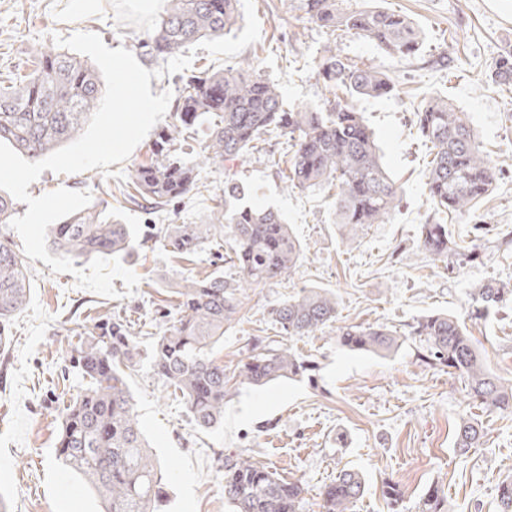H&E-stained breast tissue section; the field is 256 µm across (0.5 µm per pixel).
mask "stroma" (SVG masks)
Masks as SVG:
<instances>
[{
	"mask_svg": "<svg viewBox=\"0 0 512 512\" xmlns=\"http://www.w3.org/2000/svg\"><path fill=\"white\" fill-rule=\"evenodd\" d=\"M410 17L420 31L416 56L403 59L375 43L310 22L301 0H254L259 40L237 56L220 59L197 50L191 72L205 66H242L277 84L286 105L322 109L328 92L316 64L328 48L342 59L377 67L394 90L381 98L355 100L374 132L391 177L402 186L400 201L382 224L349 232L334 221L336 188L299 191L281 172L286 138H260L252 154L198 173L199 191L151 210L129 202L125 174L149 161L159 134L172 123L165 115L133 150L114 164L75 174L44 171L28 191L40 196L59 188L110 198L112 213L138 228L142 243L122 256L140 282L132 296L114 279L116 297L78 288L68 273L28 264L29 301L6 330L0 347V497L8 512H100L99 500L56 455L59 421L51 399L77 394L78 372L62 375L77 325L86 317L113 314L131 323L137 337V367L129 379L135 409L156 458L173 479L163 512H231L224 500L222 465L242 454L305 487L303 512H323L322 492L343 468L363 474L364 497L355 512H388L384 482H398L405 512H416L426 489L441 486L453 512H500L498 485L512 479V413L491 412L473 401L458 373L426 364L423 344L406 341L382 357L351 351L336 341V328L286 337L271 310L305 288H325L337 300L338 325H384L407 332L422 316L448 312L465 320L489 369L512 380V311L472 321L470 291L488 279L512 282V89L489 78L492 64L512 52V0H357ZM156 15L141 16L123 0H97L79 16L68 0H0V81L26 71L34 56L56 48L57 38L98 34L112 49L123 47L149 70L164 66L154 56L149 33ZM443 95L468 112L484 150L503 173L489 196L465 216L447 218L448 232L472 248V261L445 267L420 246L421 224L434 219L426 202L430 145L414 125V113ZM243 182L252 201L278 210L291 224L304 257L289 273L242 289L236 321L214 347V358L233 369L246 361L255 337H266L314 360L313 379L284 380L264 388L238 387L224 403L223 423L196 429L179 396L150 368L155 336L169 321L174 292L187 278L215 270L231 238L207 244L189 256L169 252L151 239L153 225L206 224L224 204V178ZM482 422L483 445L456 451L452 432L459 417Z\"/></svg>",
	"mask_w": 512,
	"mask_h": 512,
	"instance_id": "35a3bbf8",
	"label": "stroma"
}]
</instances>
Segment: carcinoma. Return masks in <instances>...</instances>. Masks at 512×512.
Returning <instances> with one entry per match:
<instances>
[{
    "mask_svg": "<svg viewBox=\"0 0 512 512\" xmlns=\"http://www.w3.org/2000/svg\"><path fill=\"white\" fill-rule=\"evenodd\" d=\"M153 29L152 50L169 57L186 44L224 35L240 20L238 0H167ZM311 22L331 31L361 36L400 58L416 55L421 35L408 18L386 10L352 7L350 0H302ZM319 74L333 99L324 110L285 109L277 86L243 67L204 70L181 86L167 134L160 139L163 158L133 167L128 187L151 205L167 206L197 188V165L170 154L186 131L204 127L208 139L198 154L203 163L222 165L248 154L265 133L288 137L286 182L301 191L323 185L338 188L336 223L357 230L383 224L394 211L401 188L387 171L373 132L352 106L353 98H380L393 91L377 68L340 58L328 49ZM492 83L512 85V55L495 62ZM104 85L92 66L64 53L42 51L34 68L10 91L0 90V142L37 160L78 137L102 99ZM416 125L432 144L427 172L428 201L435 213L463 216L493 189L496 166L478 141L467 113L448 99L435 97L417 112ZM244 190L234 179L224 182V208L212 224H164L163 245L190 255L216 233L230 229L234 240L229 264L236 277L217 270L203 279H187L175 291L178 317L152 348L154 374L180 394L195 426L216 428L224 418L231 378L211 356L215 343L235 321L244 286L268 283L294 269L303 250L283 216L271 207L242 202ZM56 250L73 257L122 255L138 242V231L112 216L104 200L66 216L49 229ZM420 246L446 266L455 267L470 250L448 234V225L428 221L420 228ZM27 264L11 244L0 240V343L11 318L28 302ZM471 317L486 320L512 309V284L487 281L470 293ZM283 335L308 336L337 321L336 296L308 288L272 310ZM409 335L425 343V360L459 373L467 393L489 411L512 413V382L492 373L466 326L448 313L417 320ZM337 340L350 350L376 355L397 352L405 338L384 325L338 326ZM136 337L119 319L101 316L82 325L69 362L84 386L57 409L60 422L57 456L100 500L103 512H158L164 473L140 429L128 384ZM312 361L290 348L273 347L261 337L234 375L241 385L264 386L280 379L310 375ZM484 427L471 416L460 418L454 447L465 453L481 444ZM366 482L344 469L325 486V512H352ZM391 512H400L398 483L383 486ZM224 499L232 512H301L304 488L285 480L248 457L224 459ZM420 512H445L442 489L431 485Z\"/></svg>",
    "mask_w": 512,
    "mask_h": 512,
    "instance_id": "carcinoma-1",
    "label": "carcinoma"
}]
</instances>
